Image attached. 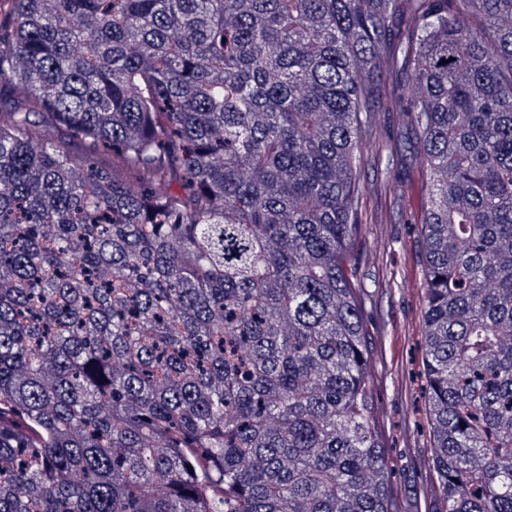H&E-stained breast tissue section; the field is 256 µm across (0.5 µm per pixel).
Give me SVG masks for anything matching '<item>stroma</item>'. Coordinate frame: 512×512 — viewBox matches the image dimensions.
<instances>
[{
    "label": "stroma",
    "mask_w": 512,
    "mask_h": 512,
    "mask_svg": "<svg viewBox=\"0 0 512 512\" xmlns=\"http://www.w3.org/2000/svg\"><path fill=\"white\" fill-rule=\"evenodd\" d=\"M358 175L363 216L360 248L369 258L357 266L353 278L364 291L367 328L380 322L387 326L370 371L378 379V412L390 434L393 493L401 512H441L439 491L421 484L430 438L418 329L424 247L417 220L427 207L431 187L414 175L396 190L383 192L387 170L381 163L366 164Z\"/></svg>",
    "instance_id": "1"
}]
</instances>
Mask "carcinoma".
Masks as SVG:
<instances>
[{"label":"carcinoma","instance_id":"cac0c4a2","mask_svg":"<svg viewBox=\"0 0 512 512\" xmlns=\"http://www.w3.org/2000/svg\"><path fill=\"white\" fill-rule=\"evenodd\" d=\"M380 112L432 186L429 482L512 512V0H0V512H399Z\"/></svg>","mask_w":512,"mask_h":512}]
</instances>
